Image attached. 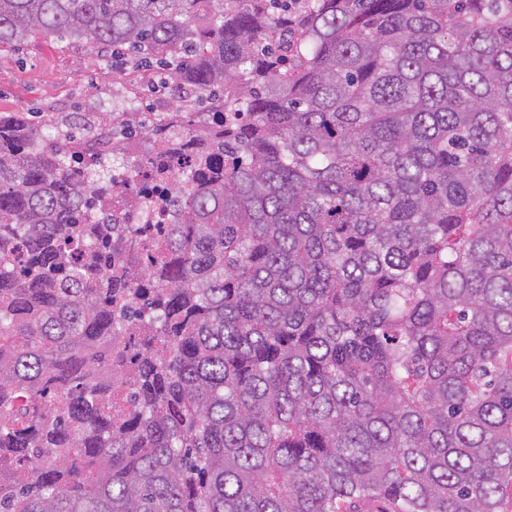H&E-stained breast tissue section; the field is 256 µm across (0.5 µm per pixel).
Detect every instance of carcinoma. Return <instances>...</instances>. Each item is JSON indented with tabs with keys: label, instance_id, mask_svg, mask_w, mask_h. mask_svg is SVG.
<instances>
[{
	"label": "carcinoma",
	"instance_id": "cac0c4a2",
	"mask_svg": "<svg viewBox=\"0 0 512 512\" xmlns=\"http://www.w3.org/2000/svg\"><path fill=\"white\" fill-rule=\"evenodd\" d=\"M0 0L236 118L173 175L132 407L73 135L0 117V512H512V0ZM22 244V264L12 249Z\"/></svg>",
	"mask_w": 512,
	"mask_h": 512
}]
</instances>
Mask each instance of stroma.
<instances>
[{"instance_id":"1","label":"stroma","mask_w":512,"mask_h":512,"mask_svg":"<svg viewBox=\"0 0 512 512\" xmlns=\"http://www.w3.org/2000/svg\"><path fill=\"white\" fill-rule=\"evenodd\" d=\"M168 95L118 75L101 48L39 38L0 51V115L24 112L40 122L57 112L77 129L86 114L108 121L116 112H151Z\"/></svg>"}]
</instances>
